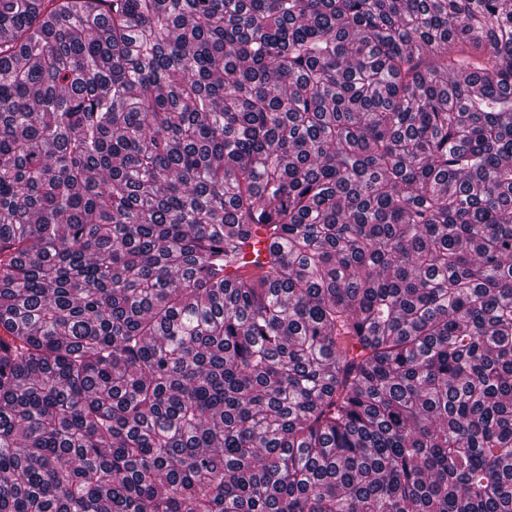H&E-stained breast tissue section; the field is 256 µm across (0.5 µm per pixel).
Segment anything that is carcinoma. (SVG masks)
Instances as JSON below:
<instances>
[{
	"mask_svg": "<svg viewBox=\"0 0 512 512\" xmlns=\"http://www.w3.org/2000/svg\"><path fill=\"white\" fill-rule=\"evenodd\" d=\"M0 512H512V0H0Z\"/></svg>",
	"mask_w": 512,
	"mask_h": 512,
	"instance_id": "1",
	"label": "carcinoma"
}]
</instances>
